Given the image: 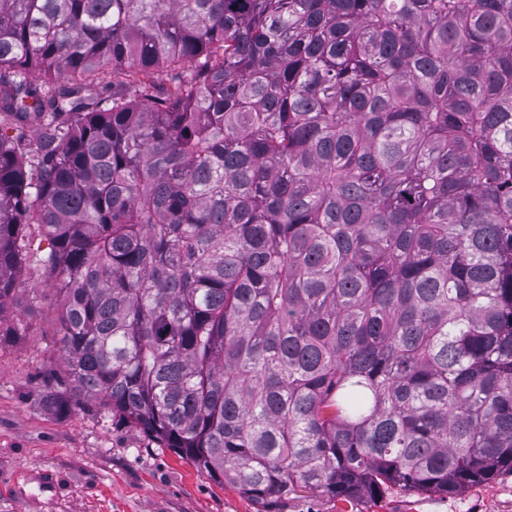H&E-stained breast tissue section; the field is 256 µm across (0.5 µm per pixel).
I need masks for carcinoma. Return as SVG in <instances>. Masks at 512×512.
I'll return each mask as SVG.
<instances>
[{"instance_id":"carcinoma-1","label":"carcinoma","mask_w":512,"mask_h":512,"mask_svg":"<svg viewBox=\"0 0 512 512\" xmlns=\"http://www.w3.org/2000/svg\"><path fill=\"white\" fill-rule=\"evenodd\" d=\"M37 239L46 406L256 512L512 472V0H0V309Z\"/></svg>"}]
</instances>
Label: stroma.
Here are the masks:
<instances>
[{
  "mask_svg": "<svg viewBox=\"0 0 512 512\" xmlns=\"http://www.w3.org/2000/svg\"><path fill=\"white\" fill-rule=\"evenodd\" d=\"M54 308L52 282L34 262L0 308L22 330L0 343V512H255L235 487L98 408L47 409L44 375L63 365ZM282 512H512V473L455 496L393 487L346 509L318 494L288 500Z\"/></svg>",
  "mask_w": 512,
  "mask_h": 512,
  "instance_id": "stroma-1",
  "label": "stroma"
}]
</instances>
